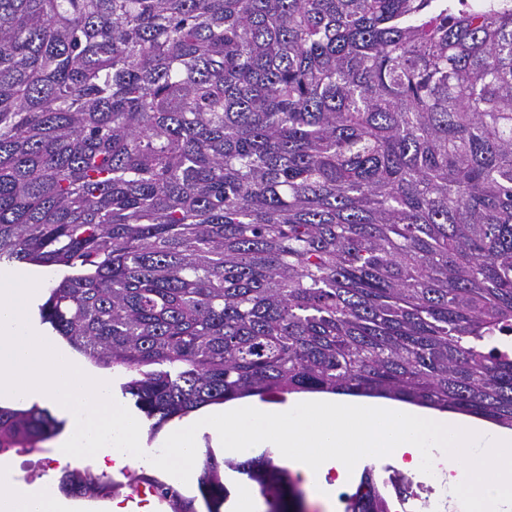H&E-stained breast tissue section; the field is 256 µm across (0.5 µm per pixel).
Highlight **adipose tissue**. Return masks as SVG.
I'll return each mask as SVG.
<instances>
[{
	"label": "adipose tissue",
	"instance_id": "ef3b65f1",
	"mask_svg": "<svg viewBox=\"0 0 512 512\" xmlns=\"http://www.w3.org/2000/svg\"><path fill=\"white\" fill-rule=\"evenodd\" d=\"M211 435L242 460L277 448L300 474L324 512H334L336 486L355 461L390 451L404 470L428 469L440 478L457 512H512V432L474 419L372 399L300 396L285 405L245 402L210 410L171 426L160 441L161 463L172 475L200 466L198 436ZM0 512H71L68 502L17 485L0 468Z\"/></svg>",
	"mask_w": 512,
	"mask_h": 512
}]
</instances>
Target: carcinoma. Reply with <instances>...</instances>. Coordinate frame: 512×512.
Here are the masks:
<instances>
[{"instance_id": "cac0c4a2", "label": "carcinoma", "mask_w": 512, "mask_h": 512, "mask_svg": "<svg viewBox=\"0 0 512 512\" xmlns=\"http://www.w3.org/2000/svg\"><path fill=\"white\" fill-rule=\"evenodd\" d=\"M158 430L383 397L512 429V9L469 0H0V265ZM60 422L0 407V454ZM272 512L270 453L206 449ZM61 492L112 490L88 470ZM157 497L196 512L170 484ZM346 512H391L375 467Z\"/></svg>"}]
</instances>
